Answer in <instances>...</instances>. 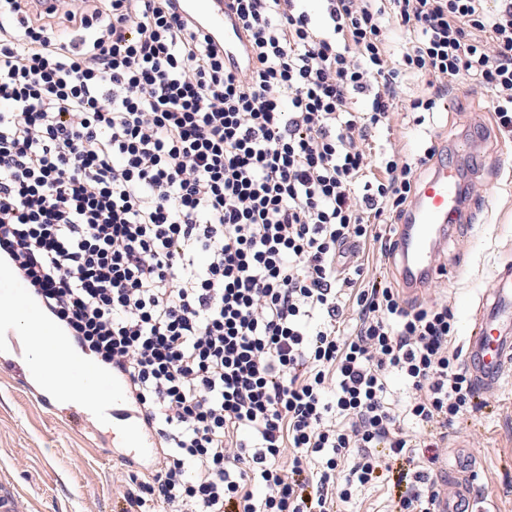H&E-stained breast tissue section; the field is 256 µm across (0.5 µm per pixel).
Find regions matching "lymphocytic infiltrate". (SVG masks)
Here are the masks:
<instances>
[{"label":"lymphocytic infiltrate","instance_id":"obj_1","mask_svg":"<svg viewBox=\"0 0 512 512\" xmlns=\"http://www.w3.org/2000/svg\"><path fill=\"white\" fill-rule=\"evenodd\" d=\"M300 2L235 0L234 74L178 0H0V255L160 440L120 512H341L380 482L397 512H439L479 407L448 304L359 261L393 257L374 222L401 223L420 163L393 150L374 178L363 144L409 74L412 111L466 81L511 136L512 0H324L323 29Z\"/></svg>","mask_w":512,"mask_h":512}]
</instances>
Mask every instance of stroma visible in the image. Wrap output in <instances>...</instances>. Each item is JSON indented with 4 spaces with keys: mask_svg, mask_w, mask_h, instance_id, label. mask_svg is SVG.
Here are the masks:
<instances>
[{
    "mask_svg": "<svg viewBox=\"0 0 512 512\" xmlns=\"http://www.w3.org/2000/svg\"><path fill=\"white\" fill-rule=\"evenodd\" d=\"M431 145L461 164L471 194L463 224L436 247L444 277L413 301L447 302L461 342L498 271L512 265V136L497 131L492 92L463 83L453 104L424 123L406 110L395 112L389 125L372 132L366 149L376 158L395 149L415 159ZM486 398L489 408L450 434L441 467L453 466L454 448H469L492 512H512V369ZM131 445L96 412L84 426H68L37 405L14 373L0 370V475L25 495L29 512H118Z\"/></svg>",
    "mask_w": 512,
    "mask_h": 512,
    "instance_id": "obj_1",
    "label": "stroma"
}]
</instances>
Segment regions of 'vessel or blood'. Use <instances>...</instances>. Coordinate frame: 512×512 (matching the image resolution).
I'll return each mask as SVG.
<instances>
[{"label": "vessel or blood", "instance_id": "obj_1", "mask_svg": "<svg viewBox=\"0 0 512 512\" xmlns=\"http://www.w3.org/2000/svg\"><path fill=\"white\" fill-rule=\"evenodd\" d=\"M182 7L196 17L202 32L223 39L225 60L231 66H239L243 60L244 35L237 25L231 0H182ZM461 186L462 176L455 165L438 159L431 161L430 173L419 184L408 221L401 225L397 235L394 262L406 293L421 292L440 275V268L434 264V252L438 242L447 239L449 229L462 220ZM0 285L22 290L20 297L0 300V343L7 341L15 345L16 356L21 360L40 349L63 361L62 372L51 374L34 390L42 406L54 408L58 385H77L81 374L98 377V369L90 358L64 346L62 327L41 315L40 298L33 290L22 288L4 260H0ZM511 312L512 290L494 288L484 297L481 315L465 338L466 360L479 393L496 388L501 376L512 366V335L494 332L495 322ZM126 397L124 377L113 374L112 394L106 408L136 435L138 447L144 448L146 455H153L159 441L140 416L125 410ZM455 473L454 491L443 497L440 512H481L474 486L475 466L467 449H458Z\"/></svg>", "mask_w": 512, "mask_h": 512}]
</instances>
